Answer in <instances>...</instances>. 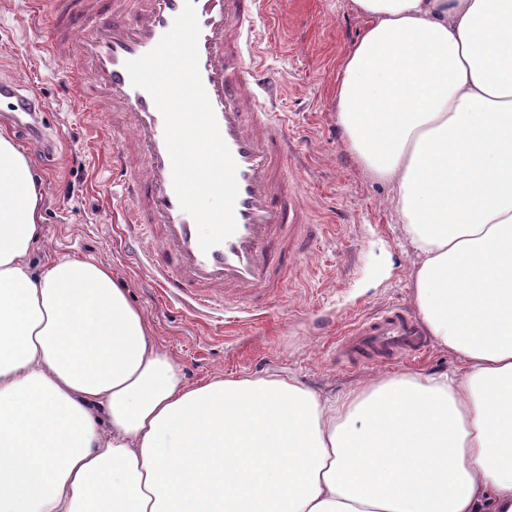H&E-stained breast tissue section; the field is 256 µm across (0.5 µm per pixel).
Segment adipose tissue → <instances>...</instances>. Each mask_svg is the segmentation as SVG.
Segmentation results:
<instances>
[{
	"label": "adipose tissue",
	"instance_id": "adipose-tissue-1",
	"mask_svg": "<svg viewBox=\"0 0 512 512\" xmlns=\"http://www.w3.org/2000/svg\"><path fill=\"white\" fill-rule=\"evenodd\" d=\"M353 4L336 123L458 368L187 383L110 270L32 269L37 176L0 134V512H512V0Z\"/></svg>",
	"mask_w": 512,
	"mask_h": 512
}]
</instances>
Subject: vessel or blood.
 Here are the masks:
<instances>
[{"label": "vessel or blood", "mask_w": 512, "mask_h": 512, "mask_svg": "<svg viewBox=\"0 0 512 512\" xmlns=\"http://www.w3.org/2000/svg\"><path fill=\"white\" fill-rule=\"evenodd\" d=\"M43 2L55 17L46 51L88 75L101 113L122 118L124 142L112 151L114 178L124 190L120 208L126 223L140 228L150 242L144 260L152 277L169 296L196 311L257 316L260 301L283 293L284 250L296 247L306 231L296 190L282 174L288 122L269 108L276 81L256 66V33L266 0H194L199 73L237 164L238 183L236 230L206 252L173 187L163 116L150 94L133 86L125 68L127 60L156 46L184 0H137L135 20L116 9L103 26L96 23L103 0ZM0 102L6 105L1 123L51 149L41 109L20 85H0ZM428 348L414 317L399 306L351 323L336 338V358L342 362L419 358Z\"/></svg>", "instance_id": "obj_1"}]
</instances>
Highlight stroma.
<instances>
[{"instance_id": "stroma-1", "label": "stroma", "mask_w": 512, "mask_h": 512, "mask_svg": "<svg viewBox=\"0 0 512 512\" xmlns=\"http://www.w3.org/2000/svg\"><path fill=\"white\" fill-rule=\"evenodd\" d=\"M48 18L34 0H0V80L22 84L42 104L54 140L43 152L19 132L11 139L31 159L40 179L42 234L47 257L92 260L111 269L131 303L188 382L214 376L259 377L286 371L308 388L338 395L374 373V366L337 361L334 321H353L388 306L413 308L411 260L397 233L387 184L367 176L346 148L336 123V71L365 23L351 0H269L259 27L262 63L284 85L275 103L287 113L293 142L287 176L298 185L306 223L334 225V233L288 258L294 279L268 301L262 318L229 325L169 300L138 267L117 211L121 187L102 142L118 117L90 119L83 81L72 63L43 47ZM456 356L431 345L420 359L383 364L386 372H445Z\"/></svg>"}]
</instances>
